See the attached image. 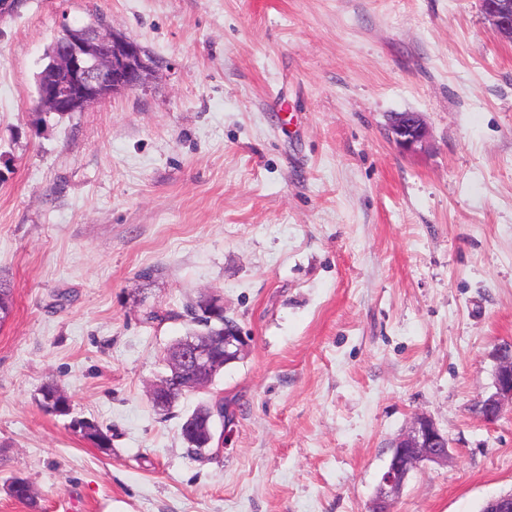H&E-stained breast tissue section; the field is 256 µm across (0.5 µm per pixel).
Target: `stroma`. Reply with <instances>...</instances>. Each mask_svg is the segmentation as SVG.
I'll return each instance as SVG.
<instances>
[{
	"instance_id": "35a3bbf8",
	"label": "stroma",
	"mask_w": 512,
	"mask_h": 512,
	"mask_svg": "<svg viewBox=\"0 0 512 512\" xmlns=\"http://www.w3.org/2000/svg\"><path fill=\"white\" fill-rule=\"evenodd\" d=\"M97 20L151 77L38 117L50 43ZM0 279V512H367L419 414L450 455L392 512H480L512 492V414L473 410L512 345V43L481 0H0ZM203 293L248 353L157 413ZM390 129L393 141L402 149L414 148L427 135L421 116L414 112L395 114L391 119ZM213 406V402L205 403L199 405L191 415H189L184 423L181 426V436L186 444V447L188 448V451L193 455H199L197 452V449L199 448V445H197L198 441L204 436L206 433L205 428V417L207 413L209 412V408ZM217 416V417H215ZM211 418V435H209L208 441L203 444L198 449L200 453H202L207 447V445L211 444L214 440V424L216 418H223L224 419V410L223 412L218 413L217 411H211L210 414Z\"/></svg>"
}]
</instances>
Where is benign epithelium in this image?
<instances>
[{
  "mask_svg": "<svg viewBox=\"0 0 512 512\" xmlns=\"http://www.w3.org/2000/svg\"><path fill=\"white\" fill-rule=\"evenodd\" d=\"M491 34L512 42V0H481ZM52 61L37 87L40 112H82L90 104L136 90L151 75L150 59L135 41L115 33L102 23L82 30L65 28L54 38ZM393 141L402 149H412L427 135L421 116L414 112L395 114L391 119ZM247 337L239 327L231 334L203 343L190 336L167 352V365L185 386L209 387L224 368L239 362L247 351ZM476 407L489 421L512 409V345L501 349L494 389L480 398ZM449 438L434 421L414 418L409 430L391 444L390 457L381 475L369 512H390L410 473L428 463L448 461ZM484 512H512V493L489 500Z\"/></svg>",
  "mask_w": 512,
  "mask_h": 512,
  "instance_id": "1",
  "label": "benign epithelium"
}]
</instances>
